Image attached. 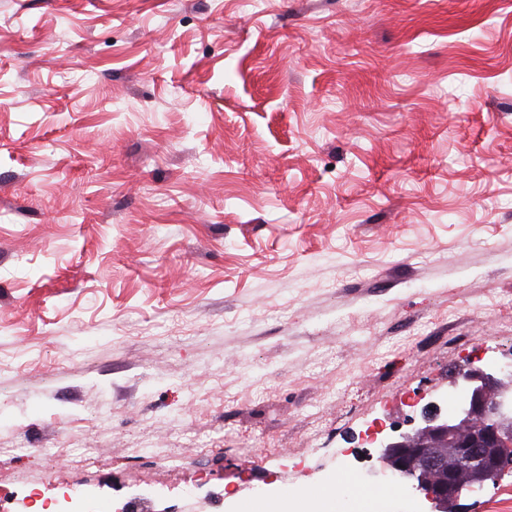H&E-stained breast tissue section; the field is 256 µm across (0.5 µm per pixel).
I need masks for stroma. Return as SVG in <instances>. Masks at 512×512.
<instances>
[{"label": "stroma", "instance_id": "1", "mask_svg": "<svg viewBox=\"0 0 512 512\" xmlns=\"http://www.w3.org/2000/svg\"><path fill=\"white\" fill-rule=\"evenodd\" d=\"M476 358L512 359V0H0V512L368 487L366 429Z\"/></svg>", "mask_w": 512, "mask_h": 512}]
</instances>
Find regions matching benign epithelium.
Instances as JSON below:
<instances>
[{"instance_id": "1", "label": "benign epithelium", "mask_w": 512, "mask_h": 512, "mask_svg": "<svg viewBox=\"0 0 512 512\" xmlns=\"http://www.w3.org/2000/svg\"><path fill=\"white\" fill-rule=\"evenodd\" d=\"M451 414L430 403L422 420L405 430L375 432L380 466L373 470L421 498L423 512H456L464 491L495 481L512 465V361H486L461 370L448 384ZM452 445L455 467L439 448ZM472 474L464 484L457 471Z\"/></svg>"}]
</instances>
